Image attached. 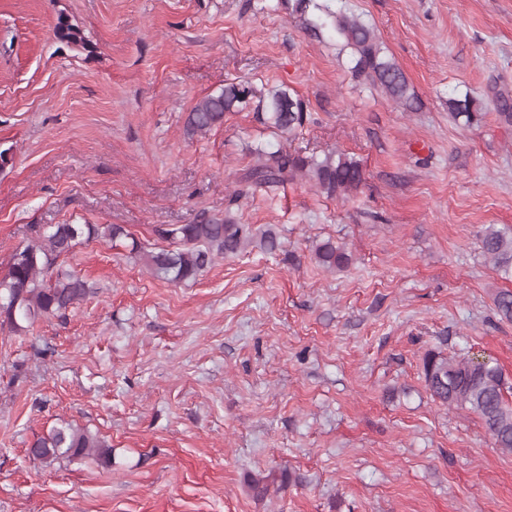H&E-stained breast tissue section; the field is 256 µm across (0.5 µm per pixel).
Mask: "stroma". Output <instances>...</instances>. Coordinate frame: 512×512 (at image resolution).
Segmentation results:
<instances>
[{
  "label": "stroma",
  "instance_id": "35a3bbf8",
  "mask_svg": "<svg viewBox=\"0 0 512 512\" xmlns=\"http://www.w3.org/2000/svg\"><path fill=\"white\" fill-rule=\"evenodd\" d=\"M0 0V276L37 230L119 224L58 260L91 294L21 331L0 326V512H512V453L474 413L435 402L428 351L491 360L512 385V277L481 248L512 235V0H334L371 25L422 102L352 72L328 30L279 0ZM69 16L95 46L59 43ZM287 86L311 121L285 139L244 110L187 136L226 81ZM483 107L464 125L453 98ZM340 151L365 182L255 186L234 215L282 247L196 281L153 277L130 239L223 216L257 146ZM330 241L351 257L330 271ZM72 424L112 461L29 454ZM275 488L259 496L255 479ZM315 256L319 264L329 270L344 268L350 260L344 247L330 241L317 245Z\"/></svg>",
  "mask_w": 512,
  "mask_h": 512
}]
</instances>
